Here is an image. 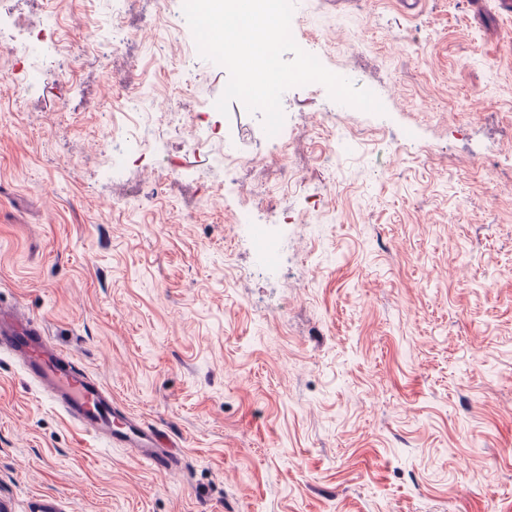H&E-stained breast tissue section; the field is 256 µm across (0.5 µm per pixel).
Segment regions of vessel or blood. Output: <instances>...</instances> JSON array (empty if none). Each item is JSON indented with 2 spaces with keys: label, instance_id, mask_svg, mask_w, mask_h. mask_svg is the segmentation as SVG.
Masks as SVG:
<instances>
[{
  "label": "vessel or blood",
  "instance_id": "obj_1",
  "mask_svg": "<svg viewBox=\"0 0 512 512\" xmlns=\"http://www.w3.org/2000/svg\"><path fill=\"white\" fill-rule=\"evenodd\" d=\"M0 352L14 360L70 422L108 447L131 449L137 460L160 472L177 466L179 457L160 430L115 403L110 389L47 341L38 322L19 308L1 304Z\"/></svg>",
  "mask_w": 512,
  "mask_h": 512
}]
</instances>
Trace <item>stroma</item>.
Returning a JSON list of instances; mask_svg holds the SVG:
<instances>
[{"label": "stroma", "mask_w": 512, "mask_h": 512, "mask_svg": "<svg viewBox=\"0 0 512 512\" xmlns=\"http://www.w3.org/2000/svg\"><path fill=\"white\" fill-rule=\"evenodd\" d=\"M292 21L384 114L318 83L271 137L219 113L228 72L174 0L148 26L23 0L0 38V302L180 455L139 464L0 360V512H512V0H297ZM118 26L111 72L88 55L43 83ZM116 121L149 138L119 143L121 176Z\"/></svg>", "instance_id": "35a3bbf8"}]
</instances>
